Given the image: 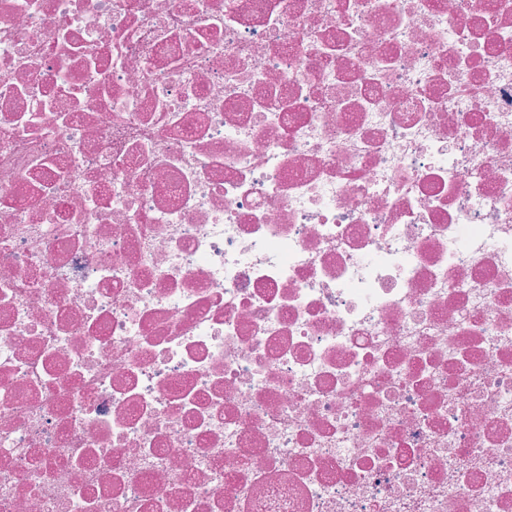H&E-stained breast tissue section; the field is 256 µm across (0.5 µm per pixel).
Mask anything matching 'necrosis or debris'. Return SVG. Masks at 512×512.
<instances>
[{
    "label": "necrosis or debris",
    "instance_id": "1",
    "mask_svg": "<svg viewBox=\"0 0 512 512\" xmlns=\"http://www.w3.org/2000/svg\"><path fill=\"white\" fill-rule=\"evenodd\" d=\"M0 512H512V0H0Z\"/></svg>",
    "mask_w": 512,
    "mask_h": 512
}]
</instances>
